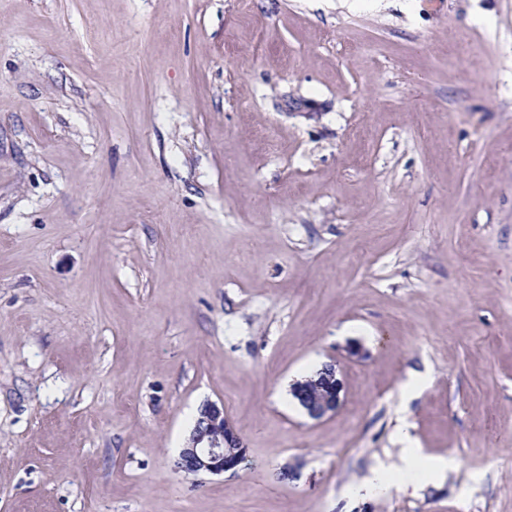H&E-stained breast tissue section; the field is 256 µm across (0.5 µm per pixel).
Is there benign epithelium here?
I'll use <instances>...</instances> for the list:
<instances>
[{
	"label": "benign epithelium",
	"mask_w": 512,
	"mask_h": 512,
	"mask_svg": "<svg viewBox=\"0 0 512 512\" xmlns=\"http://www.w3.org/2000/svg\"><path fill=\"white\" fill-rule=\"evenodd\" d=\"M341 371L332 361L316 373V378L296 382L292 389L301 407L313 419L336 412L343 404ZM202 422L196 425L188 446L179 451L176 468L186 473L219 475L236 469L245 459L244 448L224 407L212 402L202 406Z\"/></svg>",
	"instance_id": "1"
}]
</instances>
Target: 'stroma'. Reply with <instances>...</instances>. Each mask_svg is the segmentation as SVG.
Here are the masks:
<instances>
[{"instance_id":"obj_1","label":"stroma","mask_w":512,"mask_h":512,"mask_svg":"<svg viewBox=\"0 0 512 512\" xmlns=\"http://www.w3.org/2000/svg\"><path fill=\"white\" fill-rule=\"evenodd\" d=\"M0 512H512V0H0ZM315 376V379L307 377L296 382L291 391L309 417L321 419L342 406L344 385L341 371L334 361L324 364ZM293 395L289 396L297 402ZM202 422L191 433L188 446L180 448L176 468L186 473L213 475L235 470L245 459L244 448L223 406L207 402L202 406Z\"/></svg>"}]
</instances>
